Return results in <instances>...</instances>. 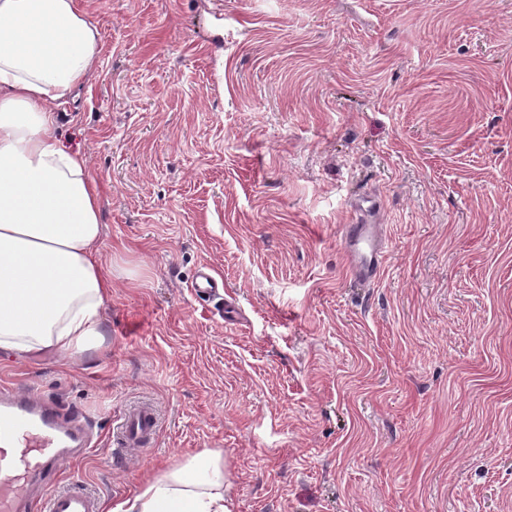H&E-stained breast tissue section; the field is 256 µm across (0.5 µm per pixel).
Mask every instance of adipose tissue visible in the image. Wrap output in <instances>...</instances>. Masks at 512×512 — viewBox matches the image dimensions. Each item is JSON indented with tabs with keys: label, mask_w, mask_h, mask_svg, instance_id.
<instances>
[{
	"label": "adipose tissue",
	"mask_w": 512,
	"mask_h": 512,
	"mask_svg": "<svg viewBox=\"0 0 512 512\" xmlns=\"http://www.w3.org/2000/svg\"><path fill=\"white\" fill-rule=\"evenodd\" d=\"M100 51L79 0H0V349L20 357L104 341L101 196L84 157L55 142L52 110L91 81ZM230 478L223 451L205 449L113 512H232Z\"/></svg>",
	"instance_id": "adipose-tissue-1"
}]
</instances>
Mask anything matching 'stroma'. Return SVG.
<instances>
[{
  "instance_id": "1",
  "label": "stroma",
  "mask_w": 512,
  "mask_h": 512,
  "mask_svg": "<svg viewBox=\"0 0 512 512\" xmlns=\"http://www.w3.org/2000/svg\"><path fill=\"white\" fill-rule=\"evenodd\" d=\"M81 2L102 52L53 110L101 191L105 340L0 350V386L92 417L59 486L109 506L208 448L233 512H512V0ZM345 244L352 276L365 283L373 281L379 275L385 258L377 224H351ZM157 430L158 415L151 407H131L122 417L121 433L126 448L137 451L147 449L155 441Z\"/></svg>"
}]
</instances>
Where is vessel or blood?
<instances>
[{"label": "vessel or blood", "instance_id": "1", "mask_svg": "<svg viewBox=\"0 0 512 512\" xmlns=\"http://www.w3.org/2000/svg\"><path fill=\"white\" fill-rule=\"evenodd\" d=\"M346 252L352 276L373 281L385 258L377 225H350ZM157 430L158 415L151 407H131L122 417L125 447L147 449ZM85 448L82 432L64 428L35 389L0 392V512H30L36 503L42 512H98L94 495L54 487L62 462Z\"/></svg>", "mask_w": 512, "mask_h": 512}]
</instances>
